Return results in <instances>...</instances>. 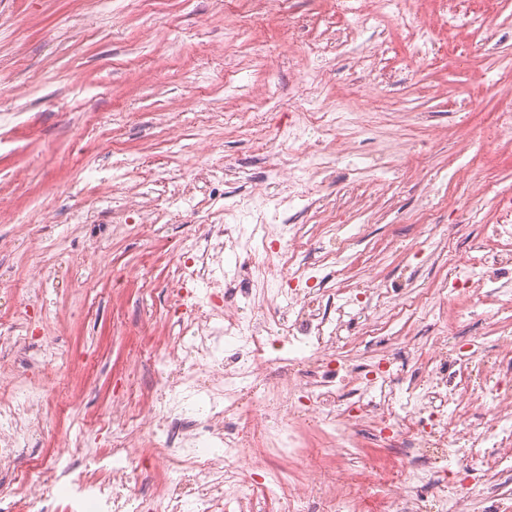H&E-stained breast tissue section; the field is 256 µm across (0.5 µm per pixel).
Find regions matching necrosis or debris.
I'll return each instance as SVG.
<instances>
[{
  "instance_id": "1",
  "label": "necrosis or debris",
  "mask_w": 512,
  "mask_h": 512,
  "mask_svg": "<svg viewBox=\"0 0 512 512\" xmlns=\"http://www.w3.org/2000/svg\"><path fill=\"white\" fill-rule=\"evenodd\" d=\"M246 200L177 256L184 333L147 354L151 399L95 415L93 447L29 466L68 366L47 337L0 334V512H512V299L486 289L512 281V203L416 296L371 263L322 287L303 225ZM227 250L232 275L196 292Z\"/></svg>"
}]
</instances>
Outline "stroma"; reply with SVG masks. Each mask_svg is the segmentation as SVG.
<instances>
[{
  "mask_svg": "<svg viewBox=\"0 0 512 512\" xmlns=\"http://www.w3.org/2000/svg\"><path fill=\"white\" fill-rule=\"evenodd\" d=\"M469 7L481 37L442 29L426 55L409 29L437 21L445 0L372 13L358 46L371 97L336 49L352 18L335 0L274 11L268 0H0V328L55 339L85 376L57 390L32 457L85 439L125 379L152 393L129 361L169 334L175 257L223 223L238 187L290 194L276 170L304 152L281 136L294 101L357 115L333 171L298 173L317 207H338L339 238L360 225L341 262L349 274L366 258L393 283L426 288L438 268L420 243L434 225L482 236L512 196V136L472 137L512 89V0ZM94 251L106 264L88 262ZM22 289L27 328L15 317Z\"/></svg>",
  "mask_w": 512,
  "mask_h": 512,
  "instance_id": "1",
  "label": "stroma"
}]
</instances>
